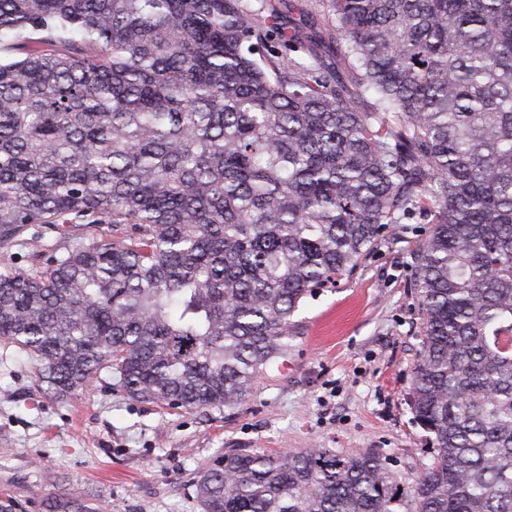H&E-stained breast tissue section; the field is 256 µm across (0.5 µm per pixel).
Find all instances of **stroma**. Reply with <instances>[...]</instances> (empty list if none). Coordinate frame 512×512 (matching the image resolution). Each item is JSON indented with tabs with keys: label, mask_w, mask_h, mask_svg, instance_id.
I'll use <instances>...</instances> for the list:
<instances>
[{
	"label": "stroma",
	"mask_w": 512,
	"mask_h": 512,
	"mask_svg": "<svg viewBox=\"0 0 512 512\" xmlns=\"http://www.w3.org/2000/svg\"><path fill=\"white\" fill-rule=\"evenodd\" d=\"M406 242L366 257L337 287L306 298L287 367L272 365L229 407L185 410L131 398L110 370L59 396L36 360L0 343V494L22 512L75 492L99 512H201L195 481L232 448L372 451L403 481L430 464V436L409 406L421 348ZM56 233L28 230L0 265L48 259Z\"/></svg>",
	"instance_id": "1"
}]
</instances>
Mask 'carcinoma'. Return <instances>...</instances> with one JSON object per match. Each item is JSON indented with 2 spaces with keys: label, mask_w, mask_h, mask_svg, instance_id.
<instances>
[{
  "label": "carcinoma",
  "mask_w": 512,
  "mask_h": 512,
  "mask_svg": "<svg viewBox=\"0 0 512 512\" xmlns=\"http://www.w3.org/2000/svg\"><path fill=\"white\" fill-rule=\"evenodd\" d=\"M0 0V341L58 394L228 407L294 313L410 250L432 463L229 450L202 512H512V0ZM327 33L336 66L315 42ZM277 41L286 53H266ZM48 512H97L76 493ZM23 238V244H18L12 248L1 249L0 247V266L13 265L23 268H30L35 255H40L37 259L42 267L47 266L46 262L51 254L52 248L57 241L55 232L43 231L42 229H30Z\"/></svg>",
  "instance_id": "obj_1"
}]
</instances>
